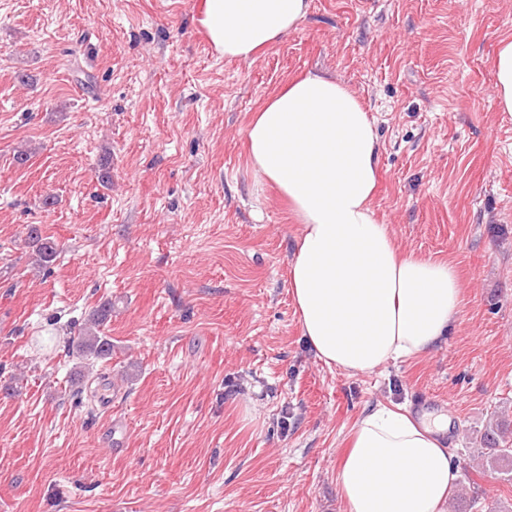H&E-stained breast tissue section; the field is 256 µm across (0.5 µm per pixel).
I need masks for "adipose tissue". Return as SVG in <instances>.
Returning a JSON list of instances; mask_svg holds the SVG:
<instances>
[{
    "label": "adipose tissue",
    "mask_w": 512,
    "mask_h": 512,
    "mask_svg": "<svg viewBox=\"0 0 512 512\" xmlns=\"http://www.w3.org/2000/svg\"><path fill=\"white\" fill-rule=\"evenodd\" d=\"M311 0H203L218 55L249 60L296 29ZM249 162L292 208L301 234L290 288L317 358L351 375L432 350L449 336L463 290L453 266L404 255L370 206L380 143L343 83L307 72L259 109ZM447 416L375 405L355 422L336 485L343 512H446L461 478Z\"/></svg>",
    "instance_id": "obj_1"
}]
</instances>
